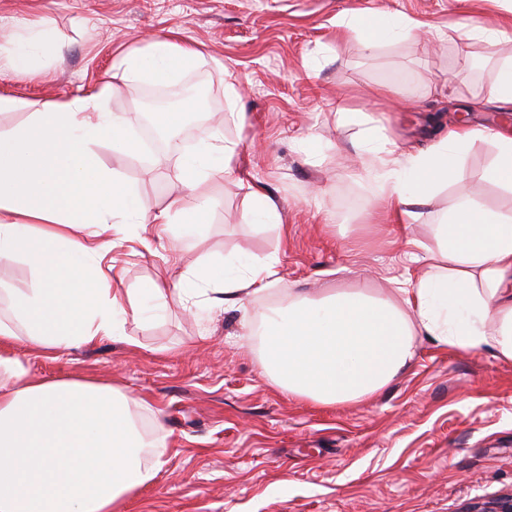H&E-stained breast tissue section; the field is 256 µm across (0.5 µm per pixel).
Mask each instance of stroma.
<instances>
[{
    "mask_svg": "<svg viewBox=\"0 0 512 512\" xmlns=\"http://www.w3.org/2000/svg\"><path fill=\"white\" fill-rule=\"evenodd\" d=\"M391 13L442 31L440 42L398 41L368 50L340 37L336 17ZM53 27L62 54L34 72L0 61V96L23 101L0 112V132L23 126L28 104L71 99L113 84L109 112L142 138L150 84L119 77L122 52L169 38L202 50L205 61L173 83L179 101L195 102L177 133L186 151L210 131L237 143L231 173L181 188L176 168L156 156L118 155L97 147L99 162L156 209L193 211L214 200L197 229L198 254L215 267L238 258H277L269 294L245 310L203 308L187 315L169 295L153 316L146 290L164 266L183 225L161 224L146 240L113 241V283L138 314H127L128 342L105 341L60 355L15 340L9 353L46 381L90 379L138 399L132 407L145 438L167 434L156 479L128 497L120 512H462L479 498L512 492V362L487 348L462 351L423 339L407 370L373 398L316 406L289 395L261 369L259 326L293 291L315 297L343 290L368 270L369 289L392 294L404 271L407 239L433 245L430 222H376L388 209L376 191L374 161H351L358 131L347 112H367L402 149L427 150L449 126L512 132V112L493 100L500 63L512 56V0H0V40L25 24ZM464 22L503 32L497 41L454 31ZM241 87L227 118L224 79ZM494 154L486 141L468 150L459 176L438 190L440 215L458 196L512 208V194L485 177ZM279 206L283 226L248 217L241 181Z\"/></svg>",
    "mask_w": 512,
    "mask_h": 512,
    "instance_id": "obj_1",
    "label": "stroma"
}]
</instances>
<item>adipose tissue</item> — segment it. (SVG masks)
Instances as JSON below:
<instances>
[{"label": "adipose tissue", "instance_id": "ef3b65f1", "mask_svg": "<svg viewBox=\"0 0 512 512\" xmlns=\"http://www.w3.org/2000/svg\"><path fill=\"white\" fill-rule=\"evenodd\" d=\"M336 26L370 49L419 41L422 30L419 22L392 14L369 20L346 13ZM56 45L53 29L35 23L14 44L0 45V57L32 70ZM204 60L199 49L157 39L147 50L122 55L117 68L123 77L162 84ZM109 90L105 84L44 103L26 125L0 133V276L20 257L33 266V287L11 289L10 298L40 350L124 340L125 297L112 285L110 246L101 232L123 236L178 222L191 235L197 216L212 205L201 199L191 217L172 205L153 208L117 171L98 163L100 145L123 155L136 149L126 122L105 107ZM346 119L360 128L352 142L357 159L380 164L378 193L392 217L420 220L478 140L495 150L487 178L512 193L511 135L458 126L428 151L400 152L366 113ZM236 154V143L213 133L201 155L177 159L182 186L191 190L201 178L230 172ZM434 239L429 248L416 242L428 270L405 277L397 298L372 294L359 273L353 288L271 308L261 322L264 374L292 396L331 406L370 398L390 384L414 360L421 336L459 350L488 347L512 361V210L461 196L436 224ZM276 264L273 257L244 259L225 264L218 276L202 257L182 271L167 266L149 293L158 310L173 291L232 308L266 294ZM15 338L0 323V512H118L155 479L159 465L146 463L144 450H163L166 436L144 440L129 413L131 400L119 389L31 377L3 352Z\"/></svg>", "mask_w": 512, "mask_h": 512}]
</instances>
